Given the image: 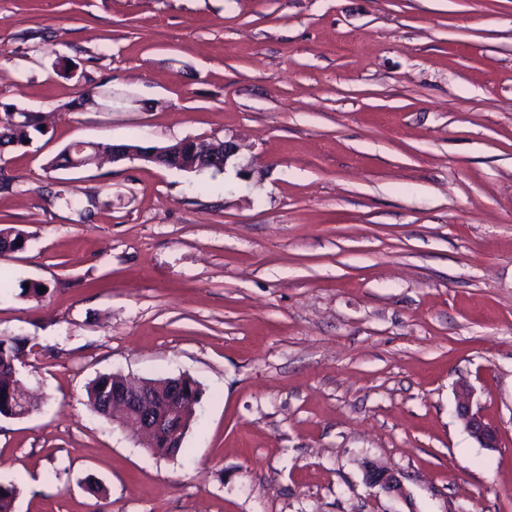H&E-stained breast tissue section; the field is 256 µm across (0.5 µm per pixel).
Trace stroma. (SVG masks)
I'll use <instances>...</instances> for the list:
<instances>
[{
    "label": "stroma",
    "mask_w": 512,
    "mask_h": 512,
    "mask_svg": "<svg viewBox=\"0 0 512 512\" xmlns=\"http://www.w3.org/2000/svg\"><path fill=\"white\" fill-rule=\"evenodd\" d=\"M0 102L48 129L0 166L15 512H512V0H0ZM184 139L242 149L47 167ZM102 374L193 378L183 453L92 411ZM83 142L84 141H79L68 146V148L64 149L57 158L48 163V168L51 170L86 168L95 164L97 158L101 154H106L108 156H111L112 154V164H118L125 160L135 159L143 162L153 160L158 163L155 165L162 166L163 168L170 170L179 169L185 164L183 159L184 143H180L163 151L146 150L138 153L137 150L131 149L138 148V145L115 143L113 146L114 142H88V144L94 145L95 148L87 149L81 155H78L75 148ZM77 161L80 162L79 165L77 164ZM457 417L465 430L484 448H495L498 443L497 430L473 411V391L469 385L461 384L457 392ZM365 481L373 487H379L387 495L394 498H403L404 489L395 472L384 469L373 463H368L365 468Z\"/></svg>",
    "instance_id": "stroma-1"
}]
</instances>
